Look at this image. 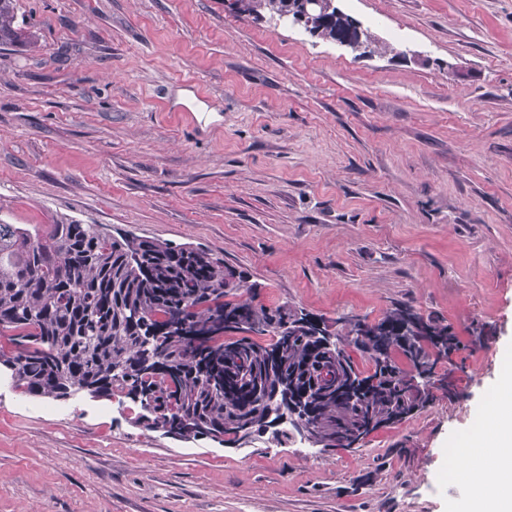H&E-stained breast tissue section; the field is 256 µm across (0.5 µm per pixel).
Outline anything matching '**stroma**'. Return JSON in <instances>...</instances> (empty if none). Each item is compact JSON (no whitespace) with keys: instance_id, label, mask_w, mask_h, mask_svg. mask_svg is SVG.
<instances>
[{"instance_id":"35a3bbf8","label":"stroma","mask_w":512,"mask_h":512,"mask_svg":"<svg viewBox=\"0 0 512 512\" xmlns=\"http://www.w3.org/2000/svg\"><path fill=\"white\" fill-rule=\"evenodd\" d=\"M336 5L389 52L226 0H19L0 221L185 243L326 319L407 303L464 340L489 325L458 398L309 456L183 442L0 371V512H463L450 462L512 361V0Z\"/></svg>"}]
</instances>
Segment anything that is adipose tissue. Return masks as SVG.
Instances as JSON below:
<instances>
[{
  "instance_id": "ef3b65f1",
  "label": "adipose tissue",
  "mask_w": 512,
  "mask_h": 512,
  "mask_svg": "<svg viewBox=\"0 0 512 512\" xmlns=\"http://www.w3.org/2000/svg\"><path fill=\"white\" fill-rule=\"evenodd\" d=\"M452 474L469 486L467 512H512V369L502 375Z\"/></svg>"
}]
</instances>
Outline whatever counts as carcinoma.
Here are the masks:
<instances>
[{
  "instance_id": "carcinoma-1",
  "label": "carcinoma",
  "mask_w": 512,
  "mask_h": 512,
  "mask_svg": "<svg viewBox=\"0 0 512 512\" xmlns=\"http://www.w3.org/2000/svg\"><path fill=\"white\" fill-rule=\"evenodd\" d=\"M17 2L0 0L1 46L31 39L16 24ZM325 2V19L310 34L372 49L371 34ZM229 6L270 21L302 13L299 0ZM256 298L244 271L186 244L117 238L97 224L42 231L0 223V336L8 337L0 366L24 395L127 397L139 403L135 424L181 440L271 427L282 446L313 429L325 448L399 423L439 391L456 395L437 366L461 340L437 317L406 304L374 322L339 316L330 342L325 319ZM350 347L370 369H360ZM326 369L332 379L322 382ZM416 374L424 383L414 391L408 381Z\"/></svg>"
}]
</instances>
